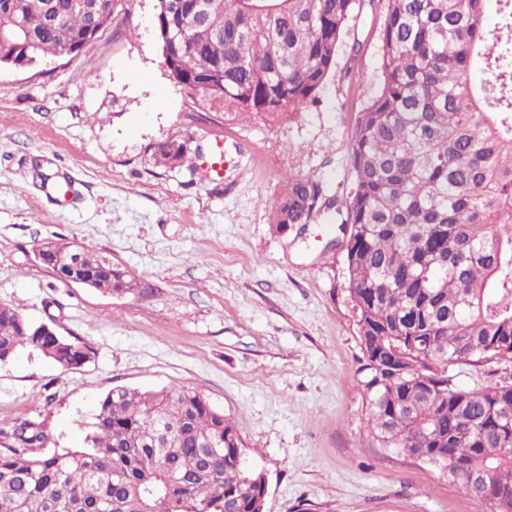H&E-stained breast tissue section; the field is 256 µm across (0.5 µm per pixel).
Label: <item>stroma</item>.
Wrapping results in <instances>:
<instances>
[{
    "label": "stroma",
    "instance_id": "35a3bbf8",
    "mask_svg": "<svg viewBox=\"0 0 512 512\" xmlns=\"http://www.w3.org/2000/svg\"><path fill=\"white\" fill-rule=\"evenodd\" d=\"M155 0H114L80 54L0 69V303L92 343L76 371L23 350L0 365V448L23 422L82 444L117 386H190L234 422L268 479L265 512H486L438 468L372 445L335 219L276 230L287 174L343 195L358 112L379 75L381 0L349 20L336 75L293 119L203 112L168 77ZM187 142L182 166L155 162ZM223 142V178L193 157ZM70 243L134 273L137 290L67 285L34 257ZM468 388L512 383V362L452 366ZM187 153L183 141H168L157 147L155 158L158 164L175 168L185 160Z\"/></svg>",
    "mask_w": 512,
    "mask_h": 512
}]
</instances>
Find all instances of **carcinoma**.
Segmentation results:
<instances>
[{"instance_id": "1", "label": "carcinoma", "mask_w": 512, "mask_h": 512, "mask_svg": "<svg viewBox=\"0 0 512 512\" xmlns=\"http://www.w3.org/2000/svg\"><path fill=\"white\" fill-rule=\"evenodd\" d=\"M359 0H194L155 4L168 77L206 112L279 121L319 101ZM112 24V0H0V65L32 67L79 53ZM185 29L177 46L166 33ZM379 82L358 112L346 197L290 174L272 210L277 230L325 215L354 227L345 250L362 397L382 448L439 468L471 497L480 482L512 512V384L460 386L449 367L512 360V0H385ZM480 66L489 78H468ZM182 141L160 144L176 167ZM112 293L140 287L85 252ZM28 318L0 304V364L20 349L66 370L91 359L78 337L25 336ZM0 448V512H257L262 471L196 388L116 387L79 448L46 450L38 423Z\"/></svg>"}]
</instances>
